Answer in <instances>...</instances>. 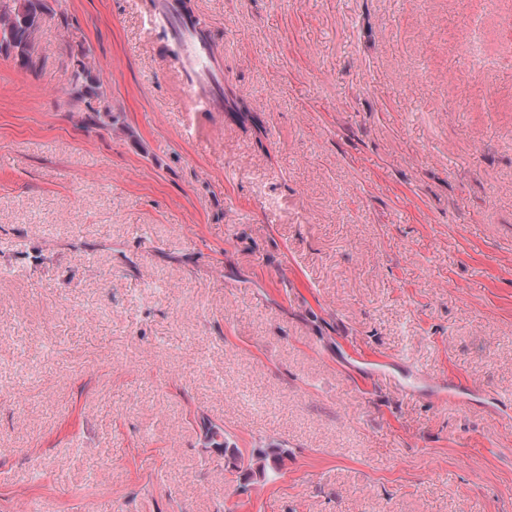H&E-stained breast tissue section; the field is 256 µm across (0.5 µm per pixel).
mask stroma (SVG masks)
I'll return each mask as SVG.
<instances>
[{
  "label": "stroma",
  "instance_id": "obj_1",
  "mask_svg": "<svg viewBox=\"0 0 512 512\" xmlns=\"http://www.w3.org/2000/svg\"><path fill=\"white\" fill-rule=\"evenodd\" d=\"M193 3L217 88L148 0L0 58V512H512V0ZM91 55L90 48L80 46L77 51L69 48L70 81L63 93L70 105L68 112L81 117L85 127L112 131L121 125L120 129L124 130L120 113L113 112L112 105L105 101L104 83L91 62ZM206 444L211 448H219L224 452L225 464L231 469H242L257 478L265 479L276 473L278 465L288 455V449L279 443H269L262 448H254L245 457L240 448L224 437V430L212 427L206 434Z\"/></svg>",
  "mask_w": 512,
  "mask_h": 512
}]
</instances>
